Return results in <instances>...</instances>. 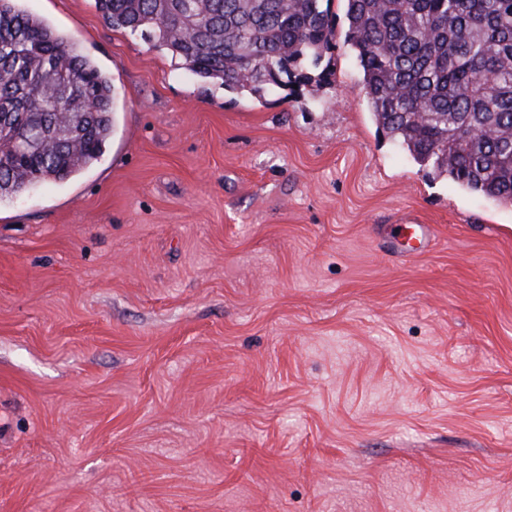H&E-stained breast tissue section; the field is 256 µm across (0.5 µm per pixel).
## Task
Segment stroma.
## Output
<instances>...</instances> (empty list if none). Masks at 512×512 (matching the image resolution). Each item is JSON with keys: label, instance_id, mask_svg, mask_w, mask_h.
Instances as JSON below:
<instances>
[{"label": "stroma", "instance_id": "35a3bbf8", "mask_svg": "<svg viewBox=\"0 0 512 512\" xmlns=\"http://www.w3.org/2000/svg\"><path fill=\"white\" fill-rule=\"evenodd\" d=\"M18 6L114 105L0 202V512H512V206L379 129L345 0L329 79L262 98L94 0Z\"/></svg>", "mask_w": 512, "mask_h": 512}]
</instances>
